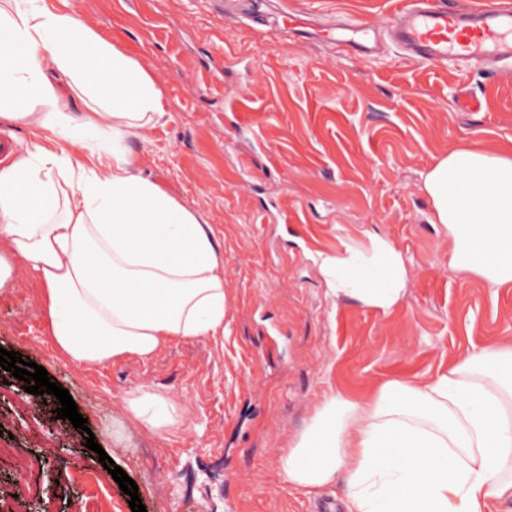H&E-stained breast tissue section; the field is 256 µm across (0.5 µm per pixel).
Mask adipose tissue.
Listing matches in <instances>:
<instances>
[{"label":"adipose tissue","mask_w":512,"mask_h":512,"mask_svg":"<svg viewBox=\"0 0 512 512\" xmlns=\"http://www.w3.org/2000/svg\"><path fill=\"white\" fill-rule=\"evenodd\" d=\"M85 112L71 113L76 103ZM166 113L153 75L51 0L0 6V126L30 134L0 168V293L36 278L62 357L149 361L173 339L224 333V242L205 213L143 176L126 138ZM94 136L80 155L76 129ZM449 262L512 288V151L460 145L423 175ZM331 299L390 312L408 267L389 239L316 258ZM167 437L187 415L158 391L127 399ZM289 485L344 486V512H512V346L484 347L421 380L393 378L356 400L317 404L280 458Z\"/></svg>","instance_id":"adipose-tissue-1"}]
</instances>
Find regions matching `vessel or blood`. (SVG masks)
Returning a JSON list of instances; mask_svg holds the SVG:
<instances>
[{
    "mask_svg": "<svg viewBox=\"0 0 512 512\" xmlns=\"http://www.w3.org/2000/svg\"><path fill=\"white\" fill-rule=\"evenodd\" d=\"M324 41L337 52L375 56L388 37L407 57L436 65L461 62L512 82V0H476L460 8L437 0H399L383 21L326 27Z\"/></svg>",
    "mask_w": 512,
    "mask_h": 512,
    "instance_id": "b4317fda",
    "label": "vessel or blood"
}]
</instances>
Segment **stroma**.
<instances>
[{"mask_svg":"<svg viewBox=\"0 0 512 512\" xmlns=\"http://www.w3.org/2000/svg\"><path fill=\"white\" fill-rule=\"evenodd\" d=\"M302 13L379 18L396 0H248ZM152 73L167 115L126 145L224 239V345L173 340L156 358L79 366L54 349L34 277L0 294V347L44 367L86 429L56 417V397L25 392L0 369V512L40 484V464L66 453L46 512L95 500L131 512L129 497L86 446L138 487L147 512H341V487L312 495L281 478L279 457L329 393L371 397L394 377L422 378L475 348L512 346V288L491 290L448 263L422 175L461 145L512 148V83L454 65L409 61L392 44L343 56L240 18L235 0H55ZM486 100L457 109V94ZM392 240L409 267L390 314L353 298L330 302L311 256L341 243ZM168 393L194 425L170 440L139 429L126 399ZM38 459L22 472L18 461Z\"/></svg>","mask_w":512,"mask_h":512,"instance_id":"stroma-1","label":"stroma"}]
</instances>
